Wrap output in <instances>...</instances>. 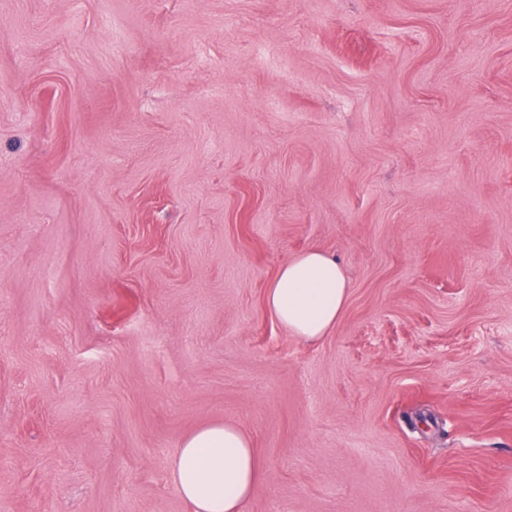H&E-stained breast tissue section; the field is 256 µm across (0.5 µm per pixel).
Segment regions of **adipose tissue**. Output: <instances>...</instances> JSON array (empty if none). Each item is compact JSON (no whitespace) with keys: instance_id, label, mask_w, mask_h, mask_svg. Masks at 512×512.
<instances>
[{"instance_id":"ef3b65f1","label":"adipose tissue","mask_w":512,"mask_h":512,"mask_svg":"<svg viewBox=\"0 0 512 512\" xmlns=\"http://www.w3.org/2000/svg\"><path fill=\"white\" fill-rule=\"evenodd\" d=\"M347 296V280L335 258L308 250L280 268L265 305L293 335L314 340L336 323ZM258 477L251 437L222 422L185 438L171 465L172 482L192 512H243Z\"/></svg>"}]
</instances>
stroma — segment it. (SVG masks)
<instances>
[{
  "label": "stroma",
  "instance_id": "obj_1",
  "mask_svg": "<svg viewBox=\"0 0 512 512\" xmlns=\"http://www.w3.org/2000/svg\"><path fill=\"white\" fill-rule=\"evenodd\" d=\"M214 422L244 512H512V0H0V512H192ZM348 296L336 259L308 250L281 267L265 293L268 312L295 336L318 339L336 323ZM258 477L251 437L222 422L185 438L171 465L172 482L193 512H243Z\"/></svg>",
  "mask_w": 512,
  "mask_h": 512
}]
</instances>
